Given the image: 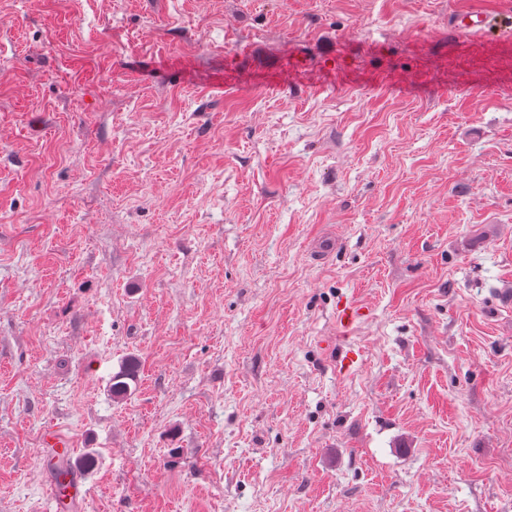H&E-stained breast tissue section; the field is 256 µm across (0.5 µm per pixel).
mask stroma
I'll list each match as a JSON object with an SVG mask.
<instances>
[{
	"label": "stroma",
	"instance_id": "obj_1",
	"mask_svg": "<svg viewBox=\"0 0 512 512\" xmlns=\"http://www.w3.org/2000/svg\"><path fill=\"white\" fill-rule=\"evenodd\" d=\"M511 292L512 0H0V512H512ZM138 373V362L136 358L130 357L123 364L118 373L112 376L110 391L114 399L124 398L130 391L128 381L136 382ZM41 442L43 448H51L56 454L62 453L63 450L64 456H59L57 459L59 463L66 461L72 453L70 439L58 430L52 428L44 430Z\"/></svg>",
	"mask_w": 512,
	"mask_h": 512
}]
</instances>
